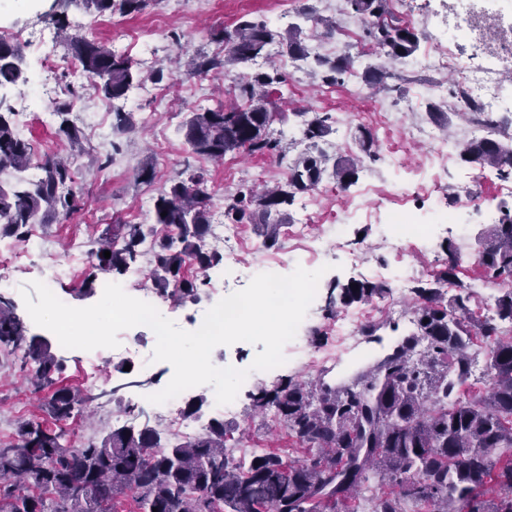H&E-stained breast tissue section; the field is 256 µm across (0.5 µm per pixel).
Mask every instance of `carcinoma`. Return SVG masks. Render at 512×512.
I'll return each mask as SVG.
<instances>
[{
  "mask_svg": "<svg viewBox=\"0 0 512 512\" xmlns=\"http://www.w3.org/2000/svg\"><path fill=\"white\" fill-rule=\"evenodd\" d=\"M81 2L103 15L119 9L132 13L144 0H61ZM344 10L368 25L367 33L383 50L381 60L354 69L349 55L334 58L311 55L300 39L299 27L288 28L287 53L295 60L313 59V72L327 84L341 76H357L375 92L384 88L388 69L403 64L416 52L418 35L409 25L383 19L384 0H344ZM283 34L266 22L243 20L215 35L224 56L191 60L190 72L205 75L222 67L228 72L266 56L268 45ZM69 53L94 79L95 91L105 100L127 97L141 81L134 60L106 45L71 37ZM18 47L0 42V85L17 83L24 75ZM284 79L277 69L245 77L236 84L242 104L192 112L182 125L193 155L219 161L228 153H277L287 159L282 139L271 134L274 113L268 87ZM73 103L58 104L57 134L72 148L82 149L78 129L69 119ZM11 108L0 103V169L10 168L30 178L0 185V235L25 239L32 224L48 222L59 213L72 215L84 205L74 192L72 162L61 157L37 161L38 148L21 138L10 119ZM302 118L303 139L311 151L287 165L285 180L256 194L228 199L225 215L259 227L264 244L275 245L282 226V209L296 197L317 187L327 169L343 189L356 180L363 159L331 160L319 148L331 130L333 117L315 114ZM134 113L113 110L112 128L135 129ZM463 163L512 174V145L490 136L474 137L460 145ZM206 179L192 176L173 180L155 199L150 224H114L93 251L94 272L123 275L151 252L152 288L179 302L196 300L199 284L183 276L192 264L201 273L219 265L223 256L207 247L210 228ZM110 251V258L104 251ZM448 264L434 285L418 288L422 302L410 309L416 336L427 343L420 359L402 351L375 364L357 382L336 388L322 378L282 380L252 396L257 413L274 410L277 423L305 445L300 459L285 457L278 448L252 456L249 464L225 453L229 429L214 419L204 431L161 445L150 423L111 430L73 449L63 444L64 433L40 421L19 425L15 442L0 445V512H349L357 493L372 491L373 512H406L408 502L428 512H512V336H503L497 321L477 318L475 296L460 288L451 297L440 285L455 278L458 248H447ZM478 264L512 284V217L493 225L483 239ZM358 290L342 288L341 301L350 304L386 291L381 285L357 282ZM498 321L512 323V287L495 299ZM488 346L487 390L468 399L461 388L471 373L472 339ZM0 346L24 351L35 368L32 385L54 384L60 364L48 346L29 339L13 304L0 297ZM91 400L68 388L55 390L44 403L55 420L71 417L74 408Z\"/></svg>",
  "mask_w": 512,
  "mask_h": 512,
  "instance_id": "1",
  "label": "carcinoma"
}]
</instances>
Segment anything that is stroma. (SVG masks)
Listing matches in <instances>:
<instances>
[{"label":"stroma","mask_w":512,"mask_h":512,"mask_svg":"<svg viewBox=\"0 0 512 512\" xmlns=\"http://www.w3.org/2000/svg\"><path fill=\"white\" fill-rule=\"evenodd\" d=\"M54 0H0V30H23L30 38L21 42L24 57V81L0 89L14 112L13 120L26 138L40 145V152L49 156H72L76 168L85 170L82 181L74 183L86 201L84 209L58 216L50 224L40 225L45 252L40 256H20V244L11 238H0V276L10 278L12 289L6 297L23 321L29 337L46 343L62 365L58 383L86 389L83 378L85 353L64 348L56 336L34 324L20 295L22 286L39 280L63 296L68 305L87 307L102 296L101 286L86 288L90 264L76 269L74 276L52 279L53 267L65 264L72 241L92 245L112 224H146L150 221L153 200L168 187L170 180L185 179L193 173L203 174L212 193V223L227 224L224 215L226 194H238L276 183L286 176L284 166L266 155L229 154L219 163L190 155L179 131L189 112L228 105L225 89L239 76L268 69L270 62L284 65L287 81L281 86V100L275 104L282 117L272 126L274 134L295 139L291 155L307 149L298 138L297 113L328 112L335 119L331 133L322 144L333 157H357L361 154V133L369 131L380 147L381 159L365 162L357 181L348 189L337 188L331 174H324L320 185L300 195L283 215L284 227L303 222L321 234L329 225H340L342 245L333 253L308 252L292 247L288 239L266 248L256 225L243 222L238 229L241 245L237 260L227 262L211 272V291H200L196 301L182 304L165 300L162 311L181 329H189V318L201 307L214 306L219 297L217 288L228 286L243 289L257 274L268 271L280 275L296 268L309 271L323 269L318 293L307 312V319L296 337L283 349L282 366L269 371L252 370L257 345L238 342L218 346L211 353L217 367L232 366L249 369L250 374L240 388L238 416L227 418L232 426L233 446L239 448L289 447L292 457L304 450L295 446L284 429L274 426L272 415L253 413L252 396L260 387L282 379H312L324 376L327 382L352 380L353 377L382 358L408 336L406 320L385 319L380 315L378 298L357 303L376 328L377 342L362 343L349 355L340 356L332 369L320 372L309 361L315 351L331 346L333 339L324 334L325 313L333 301H339V289L350 281L376 282V265L394 266L403 256L381 238V229L395 213H408L428 225L431 251L418 254L417 264L423 273L414 279L415 287L430 282L442 268L447 243H455L466 254L459 263L458 281H484L482 305L476 314H483L484 303L499 295L497 285L485 282L475 256L478 241L505 212H512V178L506 179L496 169L469 166L459 158V145L471 136V126L457 115V86L453 78L431 61L435 45L449 38L446 16L448 0H385V9L393 21L413 26L419 36V49L413 63L398 66V76L390 80L388 91L375 96L353 93L352 78L326 84L315 79L303 62L286 59V46L276 41L267 48L266 57L230 71L215 69L203 77L191 75L184 60L201 55L218 54L214 31L234 28L241 16L268 22L279 31L299 22L301 38L308 48L332 43L321 22L329 19L344 26L350 17L342 11L343 0H148L138 12L99 15L82 6H69L60 18L49 15ZM82 37L121 51L138 62L145 81L133 89L122 106L134 113L137 128L119 135L112 130L111 113L102 111L103 103L92 87L89 77L72 80L68 72L70 53L66 37ZM53 55L58 70L46 73L44 60ZM163 70L165 78L156 82L150 75ZM76 87L79 100L71 118L80 130L83 153L72 155L65 139L56 135V119L51 112H26L22 106L37 95H49L51 104L68 99L69 87ZM441 104L448 117L445 125L436 127L437 135L449 142L448 159L429 160L427 147L419 129L428 125V103ZM152 122H145V115ZM111 157V164L90 173L89 159ZM153 162L159 176L151 183L137 180L136 171L143 162ZM462 182L469 183L470 195L449 205L448 196ZM366 250L368 260L356 263L353 253ZM407 292L406 304L416 303L417 295ZM31 366L16 354L0 364V442L16 438L20 422L46 420L42 402L26 387L24 379ZM172 367L166 362L140 359L130 364L105 362L96 386L100 397L92 406H77L68 420L57 427L66 435L102 437L112 423L124 420L130 408L146 402L147 395L162 390L169 382Z\"/></svg>","instance_id":"obj_1"}]
</instances>
